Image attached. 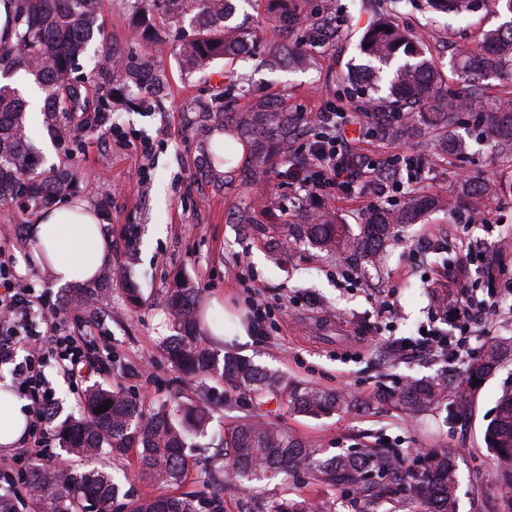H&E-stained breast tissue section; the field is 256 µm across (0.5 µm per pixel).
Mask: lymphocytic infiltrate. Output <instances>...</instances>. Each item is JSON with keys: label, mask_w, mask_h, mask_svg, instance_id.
Segmentation results:
<instances>
[{"label": "lymphocytic infiltrate", "mask_w": 512, "mask_h": 512, "mask_svg": "<svg viewBox=\"0 0 512 512\" xmlns=\"http://www.w3.org/2000/svg\"><path fill=\"white\" fill-rule=\"evenodd\" d=\"M347 123L346 115L336 110L317 113L315 131L303 148L306 187L314 193L339 192L361 178L379 194L402 191L398 173L365 161L362 156L349 154V142L343 134ZM454 308L456 335L449 337L431 329L426 339L429 346L441 352L449 351L454 357L467 359L472 355L470 338L485 321L490 305L487 301L475 300L464 290ZM79 317L78 311L47 304L35 289L20 287L14 259L7 249L0 247V360H10L17 347H26L27 357L24 364L18 365L17 374L35 409L23 447L14 454L0 456V476L22 474L25 463L52 458L45 413L50 391L41 371L43 360L54 358L75 387L82 383L85 370L104 363L103 356L93 349L91 330L75 332L70 329V321Z\"/></svg>", "instance_id": "lymphocytic-infiltrate-1"}]
</instances>
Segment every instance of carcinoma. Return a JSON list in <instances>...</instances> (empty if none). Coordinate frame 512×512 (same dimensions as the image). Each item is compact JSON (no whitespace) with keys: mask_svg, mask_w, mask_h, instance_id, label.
I'll list each match as a JSON object with an SVG mask.
<instances>
[{"mask_svg":"<svg viewBox=\"0 0 512 512\" xmlns=\"http://www.w3.org/2000/svg\"><path fill=\"white\" fill-rule=\"evenodd\" d=\"M427 11L461 18L480 10L508 16V20L485 31L477 48L457 56L454 71L475 80L472 94L483 104L472 111V101L448 92L445 74L429 61L422 47L406 30L389 20L375 23L364 37V54L389 68L388 94L370 97L365 110L398 114L407 109L406 121L382 122V137L401 140L414 138L426 128L444 152L462 149L463 140L454 132L456 117L470 112L473 125L493 136L492 147L512 158V0H425ZM226 0H131L132 29L142 40L150 38V20L163 15L188 24L178 54L188 71H201L214 61L233 59L247 45L248 35L226 24ZM94 48L101 53L98 74L109 82L97 99L95 112L127 101L132 89L160 87L148 51L126 59L107 46L99 0H15L14 41L0 45V76L9 78L19 70L33 77L45 93L42 108L45 126L62 131V122L88 111L82 84L74 77L79 58ZM508 77V85L484 93L482 81ZM376 75L353 68L338 79L357 85L361 94L369 92ZM243 137L251 141L252 163L248 177L257 181L266 173L272 155L288 157L292 120L268 100H257L246 110L224 114ZM32 119L18 90L0 84V201L25 199V207L49 203L70 184L68 174L53 170L40 172L30 150ZM451 203L433 196L416 197L400 208L378 207L368 211L358 231L326 213L309 212L303 222L288 225L289 239L308 241L327 251H336L371 267H378L400 224H413L425 214ZM198 290L188 280L179 282L167 294L165 313L172 335L164 340L165 353L172 366L194 378L215 370L214 353L199 340ZM512 352V337L488 342L483 353L465 368L459 387V402H467L495 370L502 358ZM224 388L247 396L253 414L224 429V471L235 479H288L298 470L326 486L350 490L362 512H378L381 480L390 478L401 485L408 503H419L428 512H459V474L455 457L445 450H430L401 469L394 448L369 446L357 451L321 457L291 430L266 419L264 407L274 403L290 414L321 417L349 410H366L370 402L359 401L344 391H327L291 381L246 359L224 358L221 374ZM448 384L432 379L406 380L395 390L383 389L374 400L389 403L412 417H419L448 398ZM110 403L105 412L98 411ZM187 422L174 419L162 406L148 413L140 402L122 390L92 387L84 396L83 419L58 428L61 447L87 463L80 474L59 469L52 474L34 467L29 492L35 512H109L120 486L95 462L105 451L122 454L137 450L144 474L159 487L181 484L187 476L184 450L192 435L202 434L208 424L205 412L184 408ZM486 447L501 459L512 461V391L498 399L495 417L484 432ZM128 512H200L201 502L192 495H156L135 499ZM316 504L306 498L266 505L259 502L255 512H315Z\"/></svg>","mask_w":512,"mask_h":512,"instance_id":"carcinoma-1","label":"carcinoma"}]
</instances>
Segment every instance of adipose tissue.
Returning a JSON list of instances; mask_svg holds the SVG:
<instances>
[{
    "label": "adipose tissue",
    "instance_id": "1",
    "mask_svg": "<svg viewBox=\"0 0 512 512\" xmlns=\"http://www.w3.org/2000/svg\"><path fill=\"white\" fill-rule=\"evenodd\" d=\"M29 235L62 285L92 280L111 258L98 215L82 203L42 212Z\"/></svg>",
    "mask_w": 512,
    "mask_h": 512
}]
</instances>
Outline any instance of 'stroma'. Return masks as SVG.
I'll return each mask as SVG.
<instances>
[{"label": "stroma", "instance_id": "obj_1", "mask_svg": "<svg viewBox=\"0 0 512 512\" xmlns=\"http://www.w3.org/2000/svg\"><path fill=\"white\" fill-rule=\"evenodd\" d=\"M234 5L231 21L250 33L251 49L232 64L219 60L188 73L175 55L179 30L174 23L154 17L155 37L146 47L132 36L129 0H101L109 41L125 53L148 49L163 77L161 92L138 93L130 108L113 105L109 122L118 133L107 139L77 125L63 142L44 125L34 130V142L49 144L41 154L43 168L66 167L76 173L55 205L86 203L100 215L110 245L112 276L94 279L98 301L90 312L98 342L108 348L112 361L108 372L90 373L87 385L123 388L149 411L176 394L189 401L206 390L223 395L219 376L189 382L166 358L162 341L169 330L163 308L169 289L184 278L198 288L202 314L220 318L228 312L236 318L225 335L203 338L218 355L249 358L290 380L359 399L412 377L459 380L465 368L461 360L447 353L398 351L393 344L417 336L422 326L453 331L452 318L432 300L437 287L456 292L464 286L477 299L493 302L486 331L471 339L475 351H482L488 337L512 336V288L506 285V272L512 270V194L468 199L425 215L400 229L376 269L309 242L293 243L288 226L312 203L356 225L364 215V200L400 206L419 195L451 197L464 181L497 182L502 158L491 150L488 136L469 129L462 132L466 148L456 155L439 154L426 139L404 143L362 136L357 127L362 98L338 74L347 64H367L360 42L373 15L386 12L384 0H293V10L331 15L337 36L316 44L307 30L295 31L289 43L302 53L286 66L269 65L262 54L280 24L268 0H234ZM396 20L443 70L453 49L476 45L492 25L481 12L430 18L424 0H402ZM228 91L241 108L259 97L280 103L295 127L288 147L291 158H298L307 142L315 113L336 109L351 115L347 137L355 153L379 164L399 152L417 157L423 162L419 182L382 198L362 181L351 183L339 198L315 195L304 189L298 167H285L273 157L261 181L246 183L248 158L229 172L208 160L212 135L220 127L218 105ZM139 142L148 144L147 152L136 151ZM247 204L253 207L254 221L238 223V210ZM37 216L21 203L0 202V244L12 250L22 284L43 293L48 303L71 308L78 287L57 285L49 266L36 256L29 228ZM467 247L485 252L488 263L462 265ZM132 287L140 290L139 302L130 299ZM256 303L266 310L260 327L253 321ZM241 328L249 337L244 344L236 337ZM43 372L53 389L49 413L54 423L80 418L79 397L55 364L46 363ZM506 388H512V358L466 405L451 396L420 419L384 405L325 418L276 412L271 420L332 454L378 439L411 454L430 448L449 451L460 476V512H487L488 503L512 494L496 482L503 463L484 442L496 400ZM251 412L249 401L238 395L232 396L230 408H214L205 433L194 436L185 450L189 471L181 492L217 497L223 512H252L256 502L297 497L320 502L323 512H357L341 491L303 475L285 483L273 479L227 487L218 461L224 429ZM101 466L125 478L128 499L161 492L142 473L136 451L105 454Z\"/></svg>", "mask_w": 512, "mask_h": 512}]
</instances>
